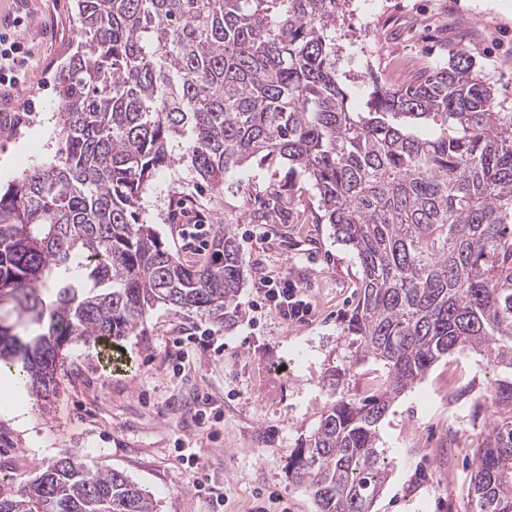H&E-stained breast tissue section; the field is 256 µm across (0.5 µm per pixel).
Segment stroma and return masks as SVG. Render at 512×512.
I'll return each instance as SVG.
<instances>
[{"label":"stroma","instance_id":"obj_1","mask_svg":"<svg viewBox=\"0 0 512 512\" xmlns=\"http://www.w3.org/2000/svg\"><path fill=\"white\" fill-rule=\"evenodd\" d=\"M16 19L26 60L17 87H0L2 189L56 150L54 76L75 42V0H0V29ZM461 45L499 107L512 110V0H346L336 25L340 70L359 80L371 69L394 87L409 82L399 59L424 70ZM289 169L285 161L247 165L216 191L180 161L148 182L141 217L184 263L209 255L208 245L187 240L184 225L212 232L232 222L245 269L234 321L158 306L143 334L123 340L121 369L104 347H71L55 393L43 402L23 393V422L0 415V476L34 477L69 450L91 470L125 473L150 492L157 512H316L288 462L319 412L368 379L366 368L349 370L343 332L361 282L352 250L331 225L312 223L311 187L303 189L305 211L288 223H250L266 186L291 181ZM266 277L300 285L311 313L282 318L264 298ZM203 333L222 356L191 345L178 361L173 339ZM511 379L496 362L458 354L405 392L379 428L390 465L374 512H470L474 451L496 419L512 415L494 396L496 383ZM206 403L212 415L201 424L195 412ZM189 451L208 475L200 491Z\"/></svg>","mask_w":512,"mask_h":512}]
</instances>
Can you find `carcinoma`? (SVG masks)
<instances>
[{
  "mask_svg": "<svg viewBox=\"0 0 512 512\" xmlns=\"http://www.w3.org/2000/svg\"><path fill=\"white\" fill-rule=\"evenodd\" d=\"M339 0H76L57 76L58 149L0 190V373L49 393L73 345L145 330L162 304L227 322L245 280L229 225L188 265L139 219L145 185L187 161L213 189L280 159L319 195L320 224L355 253L344 335L369 393L324 408L290 478L317 512H373L388 478L377 428L445 356L512 369V112L468 50L414 81L375 75L363 105L336 66ZM267 224L293 189L271 187ZM471 512H512V416L475 451ZM0 512H154L118 470L68 452L33 479L0 477Z\"/></svg>",
  "mask_w": 512,
  "mask_h": 512,
  "instance_id": "obj_1",
  "label": "carcinoma"
}]
</instances>
